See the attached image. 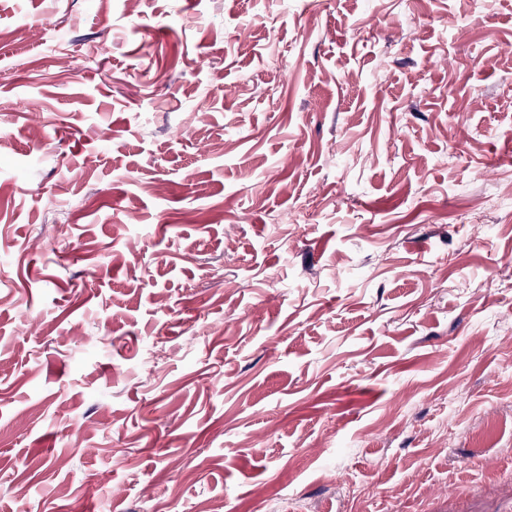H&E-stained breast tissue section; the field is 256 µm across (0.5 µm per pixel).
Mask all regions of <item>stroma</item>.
<instances>
[{
	"mask_svg": "<svg viewBox=\"0 0 512 512\" xmlns=\"http://www.w3.org/2000/svg\"><path fill=\"white\" fill-rule=\"evenodd\" d=\"M512 0H0V512H503Z\"/></svg>",
	"mask_w": 512,
	"mask_h": 512,
	"instance_id": "35a3bbf8",
	"label": "stroma"
}]
</instances>
